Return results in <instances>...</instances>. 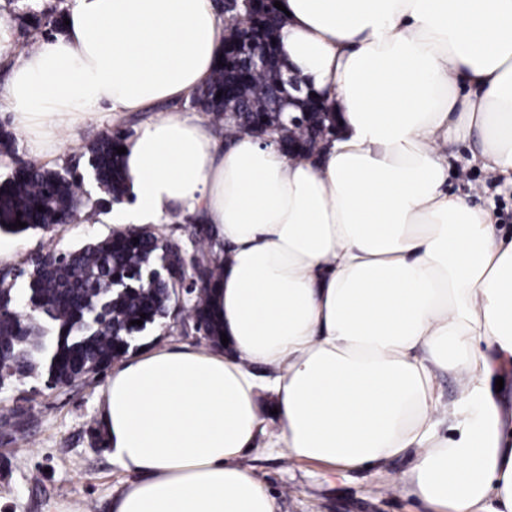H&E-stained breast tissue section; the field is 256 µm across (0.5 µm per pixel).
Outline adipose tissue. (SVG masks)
I'll return each instance as SVG.
<instances>
[{
    "label": "adipose tissue",
    "instance_id": "adipose-tissue-1",
    "mask_svg": "<svg viewBox=\"0 0 512 512\" xmlns=\"http://www.w3.org/2000/svg\"><path fill=\"white\" fill-rule=\"evenodd\" d=\"M281 2V56L336 112L337 139L293 159L170 111L124 143L113 219L181 211L213 226L229 255L213 298L229 342L114 369L100 426L134 479L111 512H278L237 463L263 433L344 470L411 451L396 487L432 512H512V411L492 385L512 367V239L449 193L446 161L464 142L512 181V0ZM68 18L0 90L36 156L102 110L189 99L226 35L214 0H75ZM256 363L276 370L266 386Z\"/></svg>",
    "mask_w": 512,
    "mask_h": 512
}]
</instances>
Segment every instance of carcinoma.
Returning a JSON list of instances; mask_svg holds the SVG:
<instances>
[{
  "mask_svg": "<svg viewBox=\"0 0 512 512\" xmlns=\"http://www.w3.org/2000/svg\"><path fill=\"white\" fill-rule=\"evenodd\" d=\"M231 13L237 22L231 37L239 40L243 34L253 37L260 31L266 47L278 51L272 40L278 39L279 28H260V13L245 9ZM63 22V10L54 6L26 13L21 28L38 30L48 23L59 31ZM244 63L242 55L228 58L193 93L194 107L215 124L224 122L225 111L224 99L216 95L233 85ZM283 67L274 61L269 69L253 75L251 86L238 91L239 118L224 128L225 137L257 135L277 123L279 86L287 81ZM288 132L296 140L316 139L311 123H296ZM125 136L121 129L106 131L88 148L89 166L106 194L94 201L84 191L83 176L77 170L60 172L13 158L10 175L0 183V233L52 232L80 216L93 219L123 200L126 183L122 155L116 148L123 146ZM18 220L26 227L12 228ZM191 244V267L184 265L187 252L179 243L145 228L117 232L68 251L38 253L27 261L24 312L13 306L14 270L0 272V352L7 358L0 367V382L37 375L43 366L54 386L104 370L129 352L136 335L163 323L177 307L184 313L181 327L191 324L210 342H220L210 296L224 266L213 251L212 226L194 228ZM139 319L142 325L131 324Z\"/></svg>",
  "mask_w": 512,
  "mask_h": 512,
  "instance_id": "1",
  "label": "carcinoma"
}]
</instances>
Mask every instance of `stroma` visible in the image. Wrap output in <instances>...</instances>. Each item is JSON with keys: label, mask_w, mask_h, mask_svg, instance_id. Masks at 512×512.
I'll return each instance as SVG.
<instances>
[{"label": "stroma", "mask_w": 512, "mask_h": 512, "mask_svg": "<svg viewBox=\"0 0 512 512\" xmlns=\"http://www.w3.org/2000/svg\"><path fill=\"white\" fill-rule=\"evenodd\" d=\"M149 113L103 115L78 134L61 132L49 167L77 166L91 198L104 191L94 179L85 153L101 133L115 128L138 132ZM449 193L492 211L501 234H512V185L480 169L467 144L448 148ZM116 226L111 213L93 223L75 222L55 232L30 230L18 235L0 233L4 267H23L30 255L48 249L66 250L111 236ZM196 332L182 335L166 326L141 333L131 354L144 349L209 348ZM109 370L89 373L79 381L49 389L41 377L13 380L0 387V512H109L112 497L131 479L112 462L104 437L98 433V401ZM23 407L27 425L9 432L7 421ZM276 498L278 512H430L415 495L389 489L392 478L408 472L412 455L391 459L364 472L344 471L316 462L294 460L284 453L257 448L240 459Z\"/></svg>", "instance_id": "1"}]
</instances>
